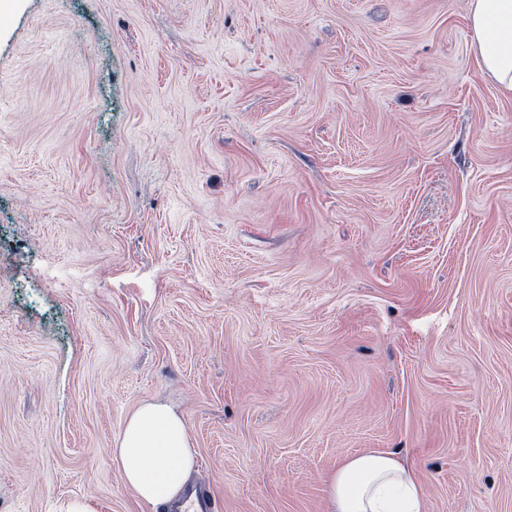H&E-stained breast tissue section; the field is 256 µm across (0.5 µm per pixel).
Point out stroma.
Here are the masks:
<instances>
[{
	"label": "stroma",
	"mask_w": 512,
	"mask_h": 512,
	"mask_svg": "<svg viewBox=\"0 0 512 512\" xmlns=\"http://www.w3.org/2000/svg\"><path fill=\"white\" fill-rule=\"evenodd\" d=\"M466 0H19L0 20V512H327L387 451L512 512V97ZM112 459L123 482L148 505L182 498L194 470L195 448L184 417L169 404H140L124 421Z\"/></svg>",
	"instance_id": "1"
}]
</instances>
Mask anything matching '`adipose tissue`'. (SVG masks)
<instances>
[{
  "mask_svg": "<svg viewBox=\"0 0 512 512\" xmlns=\"http://www.w3.org/2000/svg\"><path fill=\"white\" fill-rule=\"evenodd\" d=\"M480 73L512 96V0H467ZM112 459L123 482L148 505L182 498L195 450L184 417L169 404H140L124 421ZM329 512H427L414 472L388 452L344 460L325 481Z\"/></svg>",
  "mask_w": 512,
  "mask_h": 512,
  "instance_id": "1",
  "label": "adipose tissue"
}]
</instances>
